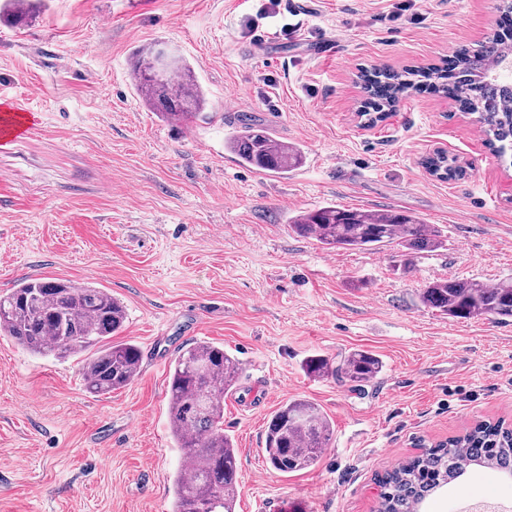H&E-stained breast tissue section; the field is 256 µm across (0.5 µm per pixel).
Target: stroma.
<instances>
[{"label":"stroma","mask_w":512,"mask_h":512,"mask_svg":"<svg viewBox=\"0 0 512 512\" xmlns=\"http://www.w3.org/2000/svg\"><path fill=\"white\" fill-rule=\"evenodd\" d=\"M42 0L0 17V294L30 278L88 282L127 311L121 340L141 371L90 394L79 359L39 357L0 335V512H171L183 460L168 427L169 368L195 341L238 359L224 431L238 450L236 512H375L386 470L480 421L512 423V321L451 320L419 301L433 281L512 277V150L444 93L402 97L361 129L359 76L441 63L484 41L503 0ZM295 25L293 34L280 32ZM334 39L315 58L309 45ZM189 60L205 118L169 122L143 106L129 58L153 43ZM305 153L282 176L225 148L237 113ZM444 150L464 174L423 165ZM334 203L407 211L445 244L326 249L288 219ZM367 349L383 361L354 387L313 378L304 359ZM334 424L313 468L265 460L286 400ZM487 502L512 512V475L471 466L421 512Z\"/></svg>","instance_id":"obj_1"}]
</instances>
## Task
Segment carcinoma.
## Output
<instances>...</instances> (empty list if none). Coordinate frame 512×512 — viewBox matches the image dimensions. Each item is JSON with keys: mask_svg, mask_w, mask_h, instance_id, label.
Returning a JSON list of instances; mask_svg holds the SVG:
<instances>
[{"mask_svg": "<svg viewBox=\"0 0 512 512\" xmlns=\"http://www.w3.org/2000/svg\"><path fill=\"white\" fill-rule=\"evenodd\" d=\"M158 48L144 46L132 55L131 75L139 97L166 120L183 121L203 114L205 93L193 68L174 57L157 70ZM512 57V43L492 34L477 47L463 46L453 56L451 79L442 84L443 70L386 68L363 71L367 100L364 116L382 120L399 100L426 86L442 84L459 111L477 115L503 152L512 144V86L484 83L487 63ZM237 161L260 171L286 174L303 163L300 147L279 142L265 128L244 119L225 142ZM426 167L451 180L459 174L445 154L425 159ZM289 229L327 249L367 250L395 244L413 253L441 248L437 227L402 211L371 213L331 204L288 220ZM422 305L451 319L485 317L512 319V282L489 283L448 278L422 289ZM127 320L123 303L103 288L89 283L51 278L28 279L0 295V333L22 349L57 358H81L86 390L106 395L130 385L140 372L142 353L129 341L113 337ZM383 369L382 359L369 350L349 352L339 362L313 354L303 362L314 378L340 377L367 383ZM237 360L224 347L198 342L170 367L168 421L185 458L194 463L175 477L172 512H234L238 493L237 451L224 433V392L237 382ZM333 436L329 417L314 403L301 398L286 401L272 416L265 436V454L282 474L316 466ZM512 472V429L480 424L464 435L440 443L381 477L387 492L378 512H419L434 489L448 484L473 465Z\"/></svg>", "mask_w": 512, "mask_h": 512, "instance_id": "carcinoma-1", "label": "carcinoma"}]
</instances>
